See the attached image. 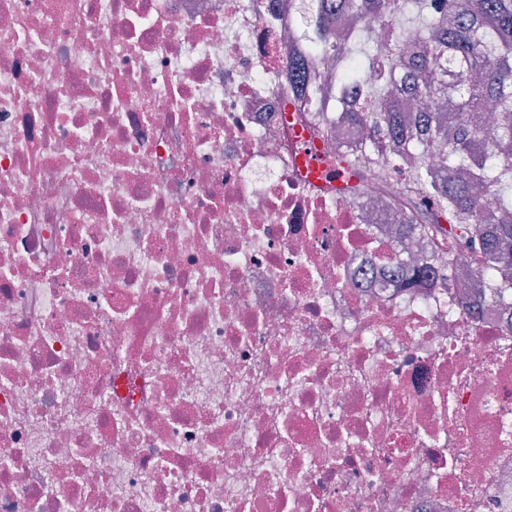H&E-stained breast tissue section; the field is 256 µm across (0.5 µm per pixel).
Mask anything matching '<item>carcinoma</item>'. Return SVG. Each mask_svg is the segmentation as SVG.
<instances>
[{
  "mask_svg": "<svg viewBox=\"0 0 512 512\" xmlns=\"http://www.w3.org/2000/svg\"><path fill=\"white\" fill-rule=\"evenodd\" d=\"M306 51L331 19L338 20L336 37L347 60L363 68L373 63L375 48L359 58L354 43L375 37L357 28L359 18L373 17L384 25L389 40L387 62L403 60L404 41L412 30L423 35L421 64L412 78L413 101L448 96L453 111L421 110L412 115L393 111L387 83L363 90L352 119L369 137L388 134L407 143L413 163L406 170L398 202L404 217L423 233H448L452 250L480 246L483 254L479 284L501 288L512 283V0H295ZM415 15L411 27L400 19ZM495 104L491 124L472 122L470 110ZM329 168L345 175L341 192L357 193L363 170L346 153L328 155Z\"/></svg>",
  "mask_w": 512,
  "mask_h": 512,
  "instance_id": "cac0c4a2",
  "label": "carcinoma"
}]
</instances>
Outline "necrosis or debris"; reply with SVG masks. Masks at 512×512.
<instances>
[{
	"mask_svg": "<svg viewBox=\"0 0 512 512\" xmlns=\"http://www.w3.org/2000/svg\"><path fill=\"white\" fill-rule=\"evenodd\" d=\"M288 3L0 0V512H512V312L282 109ZM322 163L329 168L341 171L345 175V186L336 188V191L357 194L360 188H362V184L364 183L363 170L358 167L354 157L341 152L336 153V155L326 156L322 160ZM351 181H355V183L352 185Z\"/></svg>",
	"mask_w": 512,
	"mask_h": 512,
	"instance_id": "necrosis-or-debris-1",
	"label": "necrosis or debris"
}]
</instances>
